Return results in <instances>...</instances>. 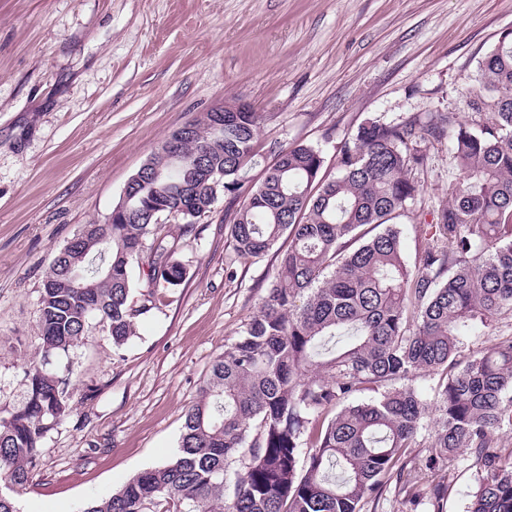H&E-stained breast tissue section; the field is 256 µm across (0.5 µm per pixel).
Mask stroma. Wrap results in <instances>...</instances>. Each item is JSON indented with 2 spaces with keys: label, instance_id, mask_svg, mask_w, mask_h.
I'll use <instances>...</instances> for the list:
<instances>
[{
  "label": "stroma",
  "instance_id": "1",
  "mask_svg": "<svg viewBox=\"0 0 512 512\" xmlns=\"http://www.w3.org/2000/svg\"><path fill=\"white\" fill-rule=\"evenodd\" d=\"M512 29V0H0V409L40 365L44 275L85 224H100L128 180L176 128L244 101L272 146L318 147L326 172L359 123L456 112L477 65ZM449 143L432 149L421 198L454 179ZM226 198L186 242V278L165 291L122 347L91 327L71 352V412L42 442L19 512H78L140 471L170 461L186 409L214 357L255 313L274 254L236 258ZM444 512L477 488L468 454L440 464ZM378 512H433L413 481L390 484Z\"/></svg>",
  "mask_w": 512,
  "mask_h": 512
}]
</instances>
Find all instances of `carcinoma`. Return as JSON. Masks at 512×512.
<instances>
[{
    "instance_id": "carcinoma-1",
    "label": "carcinoma",
    "mask_w": 512,
    "mask_h": 512,
    "mask_svg": "<svg viewBox=\"0 0 512 512\" xmlns=\"http://www.w3.org/2000/svg\"><path fill=\"white\" fill-rule=\"evenodd\" d=\"M471 127L458 113L396 124L366 120L337 147L336 174L304 144L273 151L257 186L259 112H205L171 134L181 160L138 183L103 224H86L56 253L42 284L41 366L24 401L0 410V512H18L42 440L70 412L72 370L62 359L95 321L115 346L160 291L182 284L185 212L212 206L208 164L223 173L230 243L241 258H279L257 311L212 361L184 413L174 458L147 468L82 512H365L402 479L411 449L428 448L423 476L461 452L479 485L468 512H512V334L470 344L512 316V31L478 65ZM450 142L457 174L433 210L418 262L408 267L400 230L415 220V175L431 148ZM164 207L163 216L152 214ZM288 240V247L279 245ZM146 289L140 305L130 301ZM346 341L336 346V337ZM420 373L441 374L437 428L418 440L429 403ZM371 389L378 396L352 402ZM307 449L304 461L299 450ZM240 462L233 479L227 468Z\"/></svg>"
}]
</instances>
